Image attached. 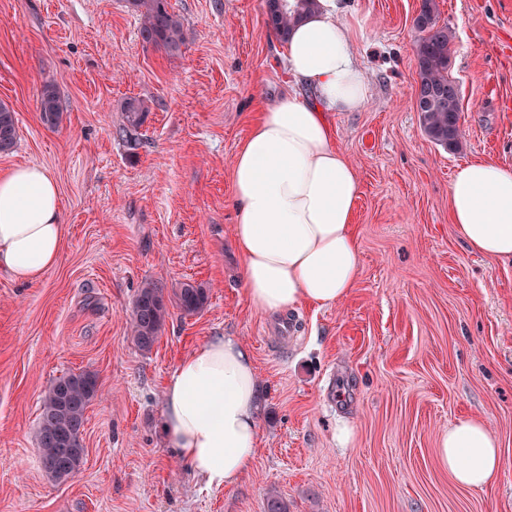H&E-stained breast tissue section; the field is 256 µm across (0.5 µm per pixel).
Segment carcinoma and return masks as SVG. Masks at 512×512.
Masks as SVG:
<instances>
[{
    "label": "carcinoma",
    "instance_id": "carcinoma-1",
    "mask_svg": "<svg viewBox=\"0 0 512 512\" xmlns=\"http://www.w3.org/2000/svg\"><path fill=\"white\" fill-rule=\"evenodd\" d=\"M316 0H266L267 25L275 36L284 40L292 26L313 7ZM139 19L140 37L148 46L175 54L187 40V32L168 0H127ZM436 0H421L417 26L421 37L416 44V58L421 76L420 122L425 134L436 144L456 150L464 137L461 123L459 91L449 75L452 33L437 19ZM43 123L56 127L62 120L59 96L50 84L40 95ZM122 131L137 130L149 112L147 103L137 97L121 106ZM14 111L0 101V153L7 154L17 143ZM208 291L199 284L183 283L166 296L164 289L146 280L138 290L130 314L133 343L149 352L158 341L168 316L167 301H173L188 315L200 312L208 303ZM97 396V380L91 372L71 373L55 379L45 391L36 430V443L42 463L60 468L80 460L82 448L70 437L71 431L85 423V413Z\"/></svg>",
    "mask_w": 512,
    "mask_h": 512
}]
</instances>
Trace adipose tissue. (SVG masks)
Returning <instances> with one entry per match:
<instances>
[{"label":"adipose tissue","mask_w":512,"mask_h":512,"mask_svg":"<svg viewBox=\"0 0 512 512\" xmlns=\"http://www.w3.org/2000/svg\"><path fill=\"white\" fill-rule=\"evenodd\" d=\"M347 13V0H318L294 27L286 66L313 99L289 93L266 106L233 158L232 241L241 279L250 301L270 314L304 303L336 305L358 279L353 219L360 187L327 120L331 112L361 111L369 100ZM60 198L43 166L0 174V275L35 283L57 265L65 237ZM448 198L451 222L472 252L512 261V165L467 162L452 177ZM260 405L249 349L230 336L210 337L166 382L165 444L207 485H234L257 454ZM439 457L459 487L489 489L499 479L501 444L483 418L450 426Z\"/></svg>","instance_id":"obj_1"}]
</instances>
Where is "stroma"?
I'll return each mask as SVG.
<instances>
[{
  "mask_svg": "<svg viewBox=\"0 0 512 512\" xmlns=\"http://www.w3.org/2000/svg\"><path fill=\"white\" fill-rule=\"evenodd\" d=\"M188 40L143 45L126 0H0V101L18 139L0 173L56 178L66 237L34 284L0 278V512H512V265L467 250L448 185L468 161L512 163V0H437L451 29L463 145L424 133L416 110L421 0H348L369 100L328 121L360 185L361 270L350 296L270 316L240 279L231 166L259 104L288 89L265 0H168ZM53 85L58 127L41 120ZM130 97L150 110L120 133ZM209 288L198 314L169 305L151 351L129 333L136 292ZM251 352L263 408L259 449L235 485L210 487L163 443V383L210 336ZM89 371L83 464L58 484L36 429L46 387ZM479 416L503 465L488 490L459 488L442 435ZM352 431L339 443L341 427Z\"/></svg>",
  "mask_w": 512,
  "mask_h": 512,
  "instance_id": "stroma-1",
  "label": "stroma"
}]
</instances>
